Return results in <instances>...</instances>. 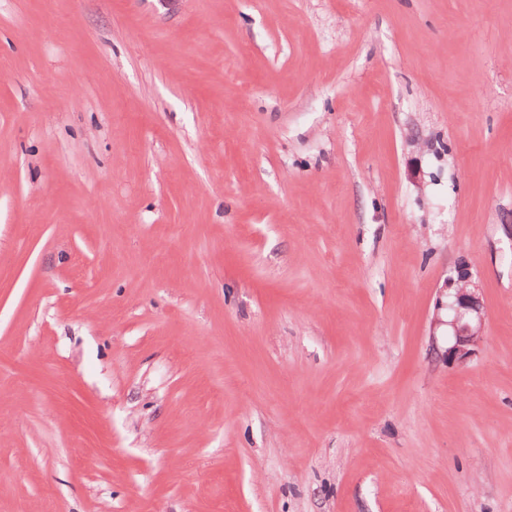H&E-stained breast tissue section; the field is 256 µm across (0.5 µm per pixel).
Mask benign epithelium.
<instances>
[{
	"label": "benign epithelium",
	"mask_w": 512,
	"mask_h": 512,
	"mask_svg": "<svg viewBox=\"0 0 512 512\" xmlns=\"http://www.w3.org/2000/svg\"><path fill=\"white\" fill-rule=\"evenodd\" d=\"M448 361L463 364L485 342L484 306L464 269L448 275Z\"/></svg>",
	"instance_id": "1"
}]
</instances>
